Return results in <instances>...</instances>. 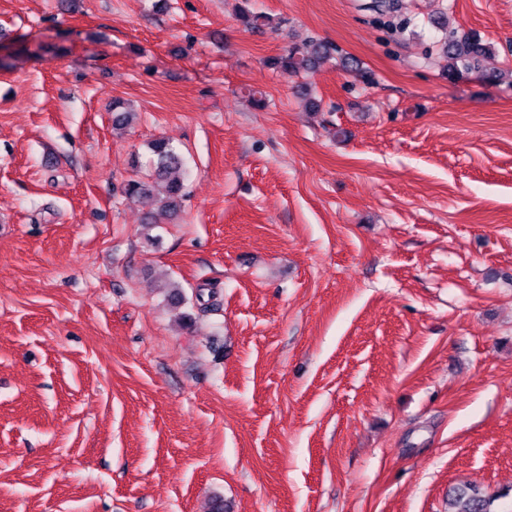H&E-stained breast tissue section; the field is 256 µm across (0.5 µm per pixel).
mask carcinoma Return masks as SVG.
Here are the masks:
<instances>
[{"label": "carcinoma", "instance_id": "cac0c4a2", "mask_svg": "<svg viewBox=\"0 0 512 512\" xmlns=\"http://www.w3.org/2000/svg\"><path fill=\"white\" fill-rule=\"evenodd\" d=\"M249 0H243L240 21L248 29H260L270 25V17L251 11ZM333 48L327 43H315L302 48L290 47L283 54L268 61V64L286 74H299L315 68L317 62L332 55ZM443 52L448 57V72L478 73L487 77L491 73L484 66L489 49L467 34L450 33L444 41ZM154 156V182L129 179L123 185V194L128 199L141 198L152 192L153 184L164 187L160 199L162 215L173 217L180 211L185 197L183 159L177 147L165 139L149 144ZM491 502L474 487L455 490L448 498V512H491Z\"/></svg>", "mask_w": 512, "mask_h": 512}]
</instances>
